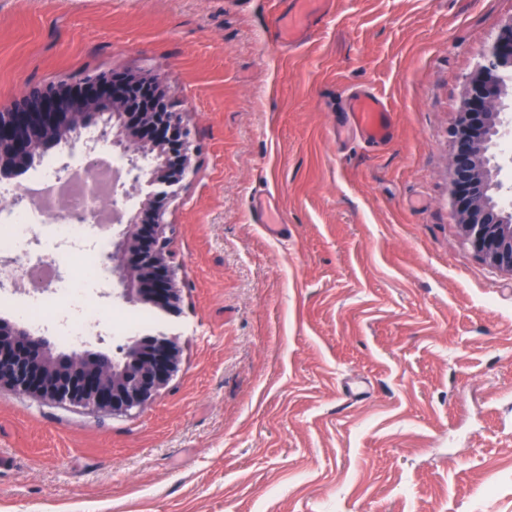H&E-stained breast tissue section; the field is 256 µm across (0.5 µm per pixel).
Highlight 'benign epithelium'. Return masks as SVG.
<instances>
[{
    "label": "benign epithelium",
    "mask_w": 512,
    "mask_h": 512,
    "mask_svg": "<svg viewBox=\"0 0 512 512\" xmlns=\"http://www.w3.org/2000/svg\"><path fill=\"white\" fill-rule=\"evenodd\" d=\"M512 73V18L505 21L469 81L463 108L449 130L448 182L458 224L476 255L512 276V212L498 204L503 189L501 167L493 163L501 128L504 75ZM110 103L114 122H105L102 141L128 156L127 174L139 185L156 187L139 202L136 212L112 243L113 262L121 288L112 298L137 302L147 294L160 311L176 315L183 283L171 266L172 225L163 200L171 198L192 170L197 147L182 114L175 111L164 76L105 72L70 83L44 87L33 101L24 95L0 115V176L35 165L26 134L31 130L64 131L79 113L95 104ZM49 342L17 323L0 322V388L60 404H72L128 414L144 409L178 370L181 346L166 334L140 342L137 372L121 379L102 378L89 370L106 352L75 353L71 368L56 373L23 351V345Z\"/></svg>",
    "instance_id": "1"
}]
</instances>
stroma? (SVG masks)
<instances>
[{
	"label": "stroma",
	"mask_w": 512,
	"mask_h": 512,
	"mask_svg": "<svg viewBox=\"0 0 512 512\" xmlns=\"http://www.w3.org/2000/svg\"><path fill=\"white\" fill-rule=\"evenodd\" d=\"M0 0V112L162 71L182 353L129 414L0 389V512H512V278L459 232L448 129L512 0ZM389 144L337 136L353 91ZM285 235L255 223L253 198ZM329 3H331L330 0H298L296 16L289 22L279 21L274 41L281 44L288 39V44H291L298 40L307 30L310 17L316 13L325 12ZM356 132L365 142L384 145L393 137L390 110L386 102L368 90L351 95L344 107Z\"/></svg>",
	"instance_id": "stroma-1"
}]
</instances>
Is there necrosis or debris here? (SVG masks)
<instances>
[{"label": "necrosis or debris", "mask_w": 512, "mask_h": 512, "mask_svg": "<svg viewBox=\"0 0 512 512\" xmlns=\"http://www.w3.org/2000/svg\"><path fill=\"white\" fill-rule=\"evenodd\" d=\"M106 154L95 133L87 130L72 144L65 170L49 165L30 180L0 185V258L9 262L0 269V279L35 294L36 301L26 313L34 330L51 323L61 334L80 341L87 331L99 330L106 322L94 299L77 312L54 313L60 292L78 296L84 288L81 277L59 279L60 265L80 257L85 271L97 275L103 271L97 250L106 238L98 236L91 247L86 232L89 225L110 224L117 205L113 186L120 171ZM47 225L52 228L48 236L43 233Z\"/></svg>", "instance_id": "4bbe7bcc"}]
</instances>
